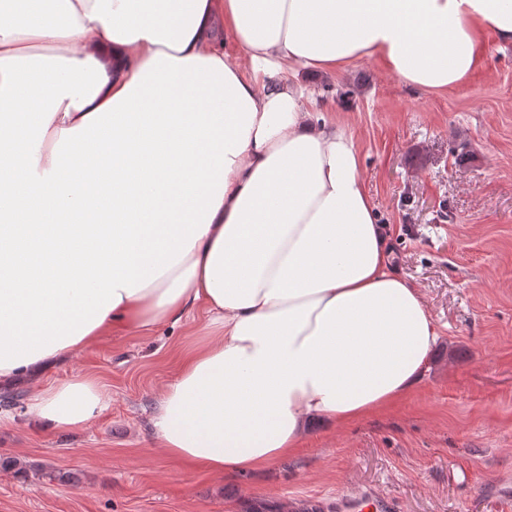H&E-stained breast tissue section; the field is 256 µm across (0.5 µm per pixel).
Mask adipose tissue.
<instances>
[{
  "label": "adipose tissue",
  "mask_w": 512,
  "mask_h": 512,
  "mask_svg": "<svg viewBox=\"0 0 512 512\" xmlns=\"http://www.w3.org/2000/svg\"><path fill=\"white\" fill-rule=\"evenodd\" d=\"M486 31L512 44V0H0V379L201 306L151 418L191 466L258 470L396 407L440 333L298 77L376 58L443 94ZM108 405L78 375L27 413L71 431Z\"/></svg>",
  "instance_id": "obj_1"
}]
</instances>
